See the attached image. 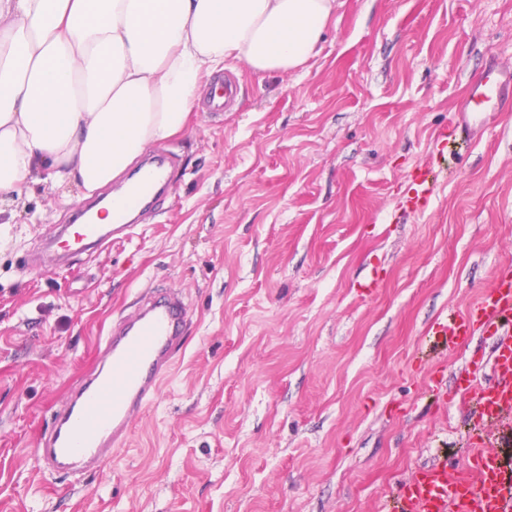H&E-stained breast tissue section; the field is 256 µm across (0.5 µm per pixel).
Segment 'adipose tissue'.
Returning <instances> with one entry per match:
<instances>
[{
    "label": "adipose tissue",
    "mask_w": 512,
    "mask_h": 512,
    "mask_svg": "<svg viewBox=\"0 0 512 512\" xmlns=\"http://www.w3.org/2000/svg\"><path fill=\"white\" fill-rule=\"evenodd\" d=\"M340 0H0V201L91 194L179 134L225 61L305 67Z\"/></svg>",
    "instance_id": "1"
}]
</instances>
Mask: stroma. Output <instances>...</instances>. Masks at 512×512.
<instances>
[{
    "mask_svg": "<svg viewBox=\"0 0 512 512\" xmlns=\"http://www.w3.org/2000/svg\"><path fill=\"white\" fill-rule=\"evenodd\" d=\"M492 63L512 66V0H341L309 69L206 78L238 76V101L161 144L173 190L130 238L26 272L81 192L32 182L0 208V512H383L419 467L461 465L459 370L493 340L425 330L512 262V118L440 158L424 214L399 202ZM165 289L185 344L125 444L76 480L37 470L113 323Z\"/></svg>",
    "mask_w": 512,
    "mask_h": 512,
    "instance_id": "1",
    "label": "stroma"
}]
</instances>
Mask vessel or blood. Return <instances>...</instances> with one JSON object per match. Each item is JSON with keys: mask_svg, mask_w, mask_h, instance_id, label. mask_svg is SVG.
<instances>
[{"mask_svg": "<svg viewBox=\"0 0 512 512\" xmlns=\"http://www.w3.org/2000/svg\"><path fill=\"white\" fill-rule=\"evenodd\" d=\"M512 112V67L490 65L476 72L461 101L457 121L438 128L434 152L449 141L474 138L488 123ZM166 155L153 154L143 173L112 201L111 224L64 225L61 249L35 259L33 267L61 265L70 256L92 254L128 236L135 223L131 213L146 199L160 196L170 182ZM437 188L433 160L414 167L402 201L405 211L424 213ZM187 310L177 292L162 299L148 295L141 310L122 318L103 340V357L71 398L53 429L36 449L39 470L76 475L110 459L123 446L134 416L159 393L181 348L180 327ZM431 336L456 347L482 334L493 338L492 378L484 386H466L464 395L476 399L479 416L494 421L477 434L463 468L434 463L418 469L397 490V512H512V465L499 449L512 439V425L504 423L512 411V268L503 267L466 310L435 319Z\"/></svg>", "mask_w": 512, "mask_h": 512, "instance_id": "vessel-or-blood-1", "label": "vessel or blood"}]
</instances>
